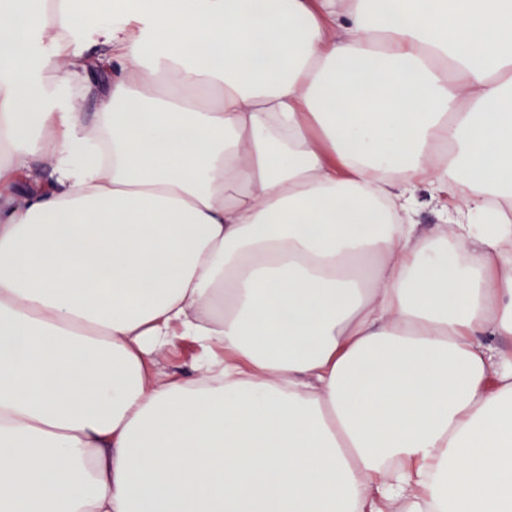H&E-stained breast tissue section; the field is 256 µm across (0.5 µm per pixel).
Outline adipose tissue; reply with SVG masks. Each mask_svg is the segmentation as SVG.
<instances>
[{
    "label": "adipose tissue",
    "mask_w": 512,
    "mask_h": 512,
    "mask_svg": "<svg viewBox=\"0 0 512 512\" xmlns=\"http://www.w3.org/2000/svg\"><path fill=\"white\" fill-rule=\"evenodd\" d=\"M0 512H512V0H0ZM195 354V350L191 346L183 345L174 353L164 356L161 359V363L166 367L167 371L188 376L191 374V365Z\"/></svg>",
    "instance_id": "obj_1"
}]
</instances>
